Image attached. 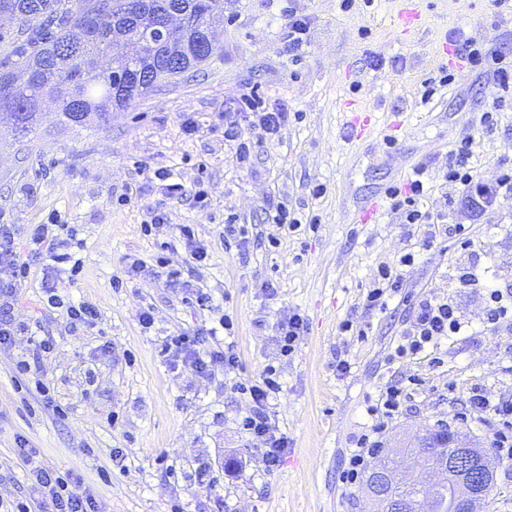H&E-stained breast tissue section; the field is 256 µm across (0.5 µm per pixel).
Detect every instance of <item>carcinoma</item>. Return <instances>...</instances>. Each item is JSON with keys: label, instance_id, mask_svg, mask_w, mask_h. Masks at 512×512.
<instances>
[{"label": "carcinoma", "instance_id": "1", "mask_svg": "<svg viewBox=\"0 0 512 512\" xmlns=\"http://www.w3.org/2000/svg\"><path fill=\"white\" fill-rule=\"evenodd\" d=\"M27 49L0 70V124L32 139L45 100L64 125L101 127L128 106L207 62L224 25L216 0H7ZM429 465L402 485L411 496Z\"/></svg>", "mask_w": 512, "mask_h": 512}]
</instances>
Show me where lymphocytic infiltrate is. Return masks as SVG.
Returning <instances> with one entry per match:
<instances>
[{"label":"lymphocytic infiltrate","mask_w":512,"mask_h":512,"mask_svg":"<svg viewBox=\"0 0 512 512\" xmlns=\"http://www.w3.org/2000/svg\"><path fill=\"white\" fill-rule=\"evenodd\" d=\"M460 61L473 68L490 73L487 107L480 122L485 128L496 126L505 108H512V61L506 55H487L468 41L455 49ZM237 108L224 123V143L237 163L249 162L257 144L279 137L287 125L290 114L287 107L267 103L258 89H247L235 99ZM472 145L463 141L448 155V169L442 175L445 182L461 191L464 207L473 215L481 216L497 203L512 201V163L503 164L496 181L486 184L473 174ZM426 190L422 180H409L407 185H392L385 192L391 210L400 212L406 223L432 224L433 218L425 211L421 200ZM150 219L142 226L148 236L162 235L167 239L166 255L157 257L156 263L164 268L167 278L177 279L185 264L205 263L206 246L197 240L192 225L173 224L166 211L153 208ZM77 225L67 223L61 215L51 214L43 224H0V349L16 345L19 337H29L34 355L49 352L50 341L33 337L28 324L17 320L15 312L22 302L34 261L46 264L48 274L41 286L51 308L60 312L66 327L90 331L102 323L99 307L81 297H74L73 288L79 287L83 261L77 250L83 249ZM455 278L459 287L482 288L486 309L484 324L487 331L497 333L512 328V292H502L495 282L482 277L477 269L457 266ZM468 323L453 299L420 300L413 320L400 341L388 355L389 364H411L430 358L440 365L436 351L450 337L461 335ZM216 329L202 327L183 332L164 341L161 354L172 370L183 371L195 378H213L215 373L229 374L237 370L239 356L233 345L215 344ZM14 381L17 389L36 399L39 407L54 413L62 408L54 396V386L43 367L21 358L15 363ZM417 375H408L406 382L390 381L381 386L366 406L370 419L368 426L358 434L352 444L348 463L342 472V482L355 488L369 462L381 452L384 437L390 426L403 414L409 398V386L419 385ZM247 402V412L239 426L249 440L262 444L261 462L264 468L278 466L282 461L288 438L276 423L271 401L282 390L274 367H265L259 377L237 386ZM461 421L491 429V450L500 459L512 461V400L492 399L482 386L471 389L469 404L460 413ZM14 455L29 477L38 494L40 512H103L97 498L82 487L80 475L74 471H61L44 465L39 449L30 446L24 437L15 440Z\"/></svg>","instance_id":"f902f5d3"}]
</instances>
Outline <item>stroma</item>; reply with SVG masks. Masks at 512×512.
I'll return each instance as SVG.
<instances>
[{"mask_svg": "<svg viewBox=\"0 0 512 512\" xmlns=\"http://www.w3.org/2000/svg\"><path fill=\"white\" fill-rule=\"evenodd\" d=\"M309 19L307 46L298 61L288 58L282 35V0H224L226 23L217 30L219 47L208 62L161 85L127 108L113 111L104 127H61L54 110L27 149L17 150L10 131H0V219L38 224L50 212L79 225L86 248L85 278L78 295L102 313V331L76 335L56 311L45 308L36 284L23 290L19 319L39 324L56 340L42 365L54 377L65 411L56 416L27 407L13 382L17 356L26 340L0 350V501L29 498L31 483L16 462V435L39 448L42 461L81 474L104 512H215L214 493L196 478L199 466L220 474L225 462H247L224 483V512H360V490L344 491L339 477L353 436L368 423L365 404L386 381L405 372L418 374L409 409L385 437L386 447L404 445L434 429L437 420L488 447L490 430L454 420L465 411L469 391L482 385L494 398L512 399V371L503 358L512 332L481 334L483 292L459 287L460 260L451 234L441 233L430 248L410 232L403 216L383 203L393 182H407L425 165L429 190L423 207L441 225H469L481 245V267H495L496 283L512 290V203L475 218L459 205L460 191L444 183L448 153L468 141L480 181L494 182L499 167L512 162V110L493 130L480 122L489 74L449 59L443 43L466 38L512 54V0L499 7L489 0H416L419 17L402 29V0H293ZM449 65L456 79L432 99L421 82ZM255 87L269 100L302 113L279 140L256 149L251 166H239L224 145L220 114ZM371 117L363 138L348 129L353 114ZM205 129L183 134L184 117ZM175 172L186 183L204 179L210 199L205 210L191 202L172 203L158 184H143L136 160ZM205 171H198L197 163ZM134 184L139 199L115 205ZM324 185L314 197L316 185ZM379 202L377 220L359 224L355 215ZM283 204L299 218L318 215L314 231L286 232L263 223L269 206ZM166 210L171 223L191 224L208 249L204 267L186 271L184 280L209 288L214 310L185 304L181 286L150 267L141 277L112 287L125 255L152 257L161 237L141 231L149 208ZM240 215L249 244L224 234L227 213ZM415 264L403 271L405 290L386 310L364 302L380 265H398L409 249ZM453 296L474 333L442 346V367L421 362L404 370L386 361L418 301ZM154 310L155 322L142 329L138 314ZM301 314L308 332L296 351L282 356L278 326ZM234 323L218 342H233L240 356L236 372L247 382L268 365L282 385L272 411L288 448L279 466L265 470L256 445L237 425L243 396L223 376L196 380L167 366L160 350L166 337L207 326L222 316ZM367 329L366 338L341 335L342 321ZM111 344L95 383L86 371L98 348ZM351 362L349 375L336 373L337 355ZM122 449L125 468L110 465L111 449Z\"/></svg>", "mask_w": 512, "mask_h": 512, "instance_id": "1", "label": "stroma"}]
</instances>
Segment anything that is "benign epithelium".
<instances>
[{
	"label": "benign epithelium",
	"mask_w": 512,
	"mask_h": 512,
	"mask_svg": "<svg viewBox=\"0 0 512 512\" xmlns=\"http://www.w3.org/2000/svg\"><path fill=\"white\" fill-rule=\"evenodd\" d=\"M467 437L456 432L448 439V445L456 449L454 455L437 460L431 464L430 477L415 498L408 499L398 495L397 481L402 475L401 462L406 456L394 451L392 457L396 468L380 474L376 483L364 490V501L368 507L379 508L383 512H432L434 494L438 487H450L448 506L451 512H480L482 504L488 502L494 488L485 466L468 450Z\"/></svg>",
	"instance_id": "7a95c632"
}]
</instances>
